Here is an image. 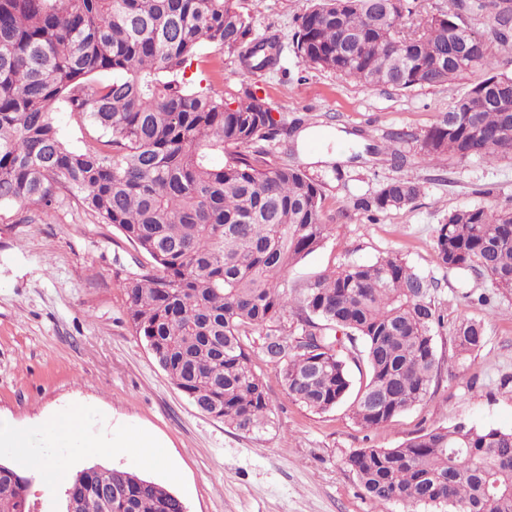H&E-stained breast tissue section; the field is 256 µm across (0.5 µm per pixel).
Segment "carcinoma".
Instances as JSON below:
<instances>
[{"label": "carcinoma", "mask_w": 512, "mask_h": 512, "mask_svg": "<svg viewBox=\"0 0 512 512\" xmlns=\"http://www.w3.org/2000/svg\"><path fill=\"white\" fill-rule=\"evenodd\" d=\"M244 2L0 0V205L45 213L67 193L148 257L125 284L127 315L200 412L243 434L268 425V385L248 345L256 334L294 402L325 413L349 400L354 421L377 429L434 396V337L447 318L434 282L395 254L288 285V269L330 233L322 187L270 159L267 144L288 127L258 88L224 96L185 77L205 46L254 76L280 65L279 38L253 35ZM456 6L429 14L417 0H314L296 21L293 52L310 68L398 90L443 86L483 66L488 76L455 105L491 82L500 99L458 113L452 126L443 116L420 140L422 159H512L498 135L512 125V73L490 52L453 59L479 36L463 0ZM476 7L506 43L512 0ZM345 35L359 53L340 49ZM57 107L92 129L83 150L67 146ZM215 151L225 153L219 166ZM420 192L417 181L393 178L372 205L400 209ZM434 250L439 268L512 293V212L456 210L436 228ZM454 342L473 354L484 326L458 324ZM511 460L512 431L460 422L393 448H356L346 464L373 500L404 512H512ZM31 484L0 463V512H33ZM65 501L82 512H185L167 489L101 465L76 474Z\"/></svg>", "instance_id": "carcinoma-1"}]
</instances>
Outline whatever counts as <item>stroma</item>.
I'll return each mask as SVG.
<instances>
[{"label":"stroma","instance_id":"1","mask_svg":"<svg viewBox=\"0 0 512 512\" xmlns=\"http://www.w3.org/2000/svg\"><path fill=\"white\" fill-rule=\"evenodd\" d=\"M310 7L311 0H256L251 6L254 34H277L284 46L277 72L248 75L207 46L188 74L223 92L258 86L276 118L300 127L270 143L271 157L301 164L321 184L331 232L323 246L289 269V285L389 253L434 279V301L449 323L435 336L436 394L384 427L365 430L349 403L318 414L289 399L255 337L252 362L269 387L272 424L258 435L238 433L197 411L136 335L124 284L142 256L118 229L70 196L46 215L4 205L0 416L30 428L32 452L70 461L76 470L103 462L52 441L45 428L67 405L80 402L89 440L120 424L160 443L165 467H142L133 448L103 463L162 485L184 502L186 512H400L364 493L345 463L351 450L392 448L459 422L512 430V294L493 291L483 277L442 271L434 252L435 230L449 213L473 206L512 209V161L444 159L432 166L420 154L424 134L487 72L475 68L443 86L396 90L307 68L292 42L297 17ZM393 136L407 157L400 169L379 153ZM398 176L420 182L414 203L360 209V201ZM482 294L488 304L478 303ZM464 320L483 323L486 339L479 351L461 357L452 328Z\"/></svg>","mask_w":512,"mask_h":512}]
</instances>
